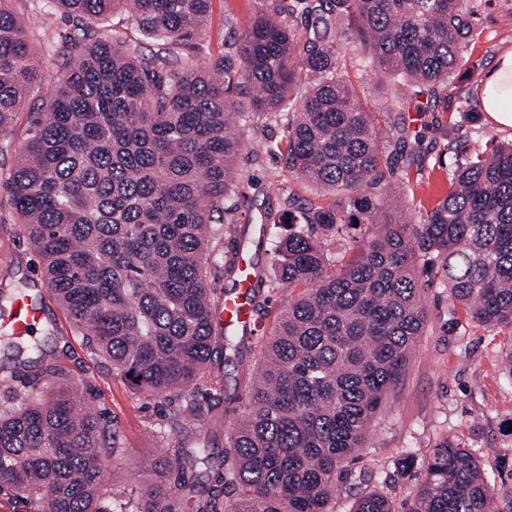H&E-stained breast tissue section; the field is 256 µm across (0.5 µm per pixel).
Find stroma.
Listing matches in <instances>:
<instances>
[{
	"label": "stroma",
	"mask_w": 512,
	"mask_h": 512,
	"mask_svg": "<svg viewBox=\"0 0 512 512\" xmlns=\"http://www.w3.org/2000/svg\"><path fill=\"white\" fill-rule=\"evenodd\" d=\"M259 6V0H213L209 25L202 40L211 53L222 51L233 41ZM20 16L36 39L34 59L39 68L59 70L64 44L62 22L50 23L31 7H20ZM512 0H480L472 35L457 70L456 88L437 111L408 112L412 130L422 132L420 175L412 180L419 211L430 210L448 192L450 178L458 163L486 133L498 141L512 140V128L494 123L488 115L471 121L469 111L478 109L479 95L496 58L512 50ZM342 76L364 90L374 112L398 107L408 88L380 71L362 50L347 52ZM285 118L252 115L249 146L240 160L253 177L248 203L229 211L228 221L243 232L244 254L266 275H273V248L279 234L273 224L263 223L264 214H282L289 199L322 205L333 197L314 185L288 178L273 144L283 141ZM278 192H268L269 184ZM41 280L37 257L24 225L18 224L5 193L0 192V280ZM289 288L273 292L258 318L256 333L248 336L237 359L226 363L224 388L211 392V418L194 432H174L169 449L194 448L208 443L215 457H222L225 436L240 419L249 379L257 369L259 349L271 333L277 312L287 305ZM421 301L426 325L411 355L400 383L387 395L369 429L365 448L345 467V477L336 486L331 502L333 512H350L363 493L376 489L394 503L414 497L416 482L401 476L398 468L403 451L425 460L436 446L450 438L460 443L480 462L495 488L498 512H512V373L506 359L512 354V327L490 328L471 320L454 305L439 278L423 279ZM44 312L55 323L58 341L50 363L65 367L71 381L90 389L94 403L104 412L111 428L117 429L126 448L117 460H107V484L137 491L145 483L140 474L142 455L158 450L155 429L173 415L175 405L144 398L107 364L91 355L76 336L66 315L53 299H46Z\"/></svg>",
	"instance_id": "stroma-1"
}]
</instances>
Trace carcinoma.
<instances>
[{
    "label": "carcinoma",
    "mask_w": 512,
    "mask_h": 512,
    "mask_svg": "<svg viewBox=\"0 0 512 512\" xmlns=\"http://www.w3.org/2000/svg\"><path fill=\"white\" fill-rule=\"evenodd\" d=\"M15 2L0 0V135L20 112L30 121L4 179L10 206L75 331L132 389L177 403L170 428L205 419L200 384L224 388L213 358L238 355L248 335L214 321L241 277V244L223 250L235 233L225 203L252 181L238 167L248 113L234 96L252 87V111L286 116L288 175L336 199H288L267 288L305 290L279 310L222 470L202 491L193 462L205 447L147 459L141 495L102 483L103 457L125 448L63 369L42 366L44 341L5 323L28 288L1 281L0 355L18 370L0 375V491L28 512H184L189 501L193 512H331L345 463L422 335L420 277L440 275L474 321L512 327V142L473 149L426 213L387 214L412 191L420 139L403 136L401 115L378 120L340 75L346 39L426 94L415 111H434L477 0H295L311 20L302 34L262 0L216 56L179 54L199 48L213 0H49L71 28L53 77L33 64ZM118 10L151 52L98 32ZM34 89L45 91L39 107ZM356 220L380 230L345 242L342 267L328 268L327 243ZM400 467L417 479L402 510L372 490L353 512H495L480 463L453 441L420 465L405 453Z\"/></svg>",
    "instance_id": "1"
}]
</instances>
